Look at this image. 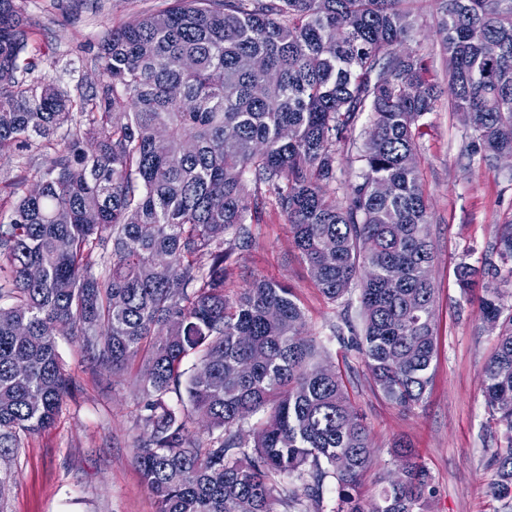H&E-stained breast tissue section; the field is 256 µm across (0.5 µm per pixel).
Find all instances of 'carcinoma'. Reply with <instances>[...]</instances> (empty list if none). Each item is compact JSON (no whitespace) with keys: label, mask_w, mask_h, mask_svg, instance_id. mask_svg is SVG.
<instances>
[{"label":"carcinoma","mask_w":512,"mask_h":512,"mask_svg":"<svg viewBox=\"0 0 512 512\" xmlns=\"http://www.w3.org/2000/svg\"><path fill=\"white\" fill-rule=\"evenodd\" d=\"M504 1L436 0V35L456 61L451 107L466 114L488 162L512 154L502 133L512 127ZM408 2L170 0L107 30L95 79L73 94L32 76L26 0H0V147L39 159L37 190L14 181L0 197V458L20 434L49 427L70 391L56 350L64 326L114 372L139 360L135 462L158 512L318 504L328 479L336 512H425L431 476L403 440L391 448L397 471L379 472L378 495L356 494L374 464L370 430L342 374L325 373L329 353L305 332L292 289L255 277L224 294L228 261L251 246L269 201L325 298L339 302L358 286L361 333L349 324L350 336L339 326L333 335L391 404L423 401L437 331L417 152L438 85L423 55L394 52L412 30ZM253 56L264 70L247 65ZM409 83L422 95H409ZM365 111L357 180L332 203L336 155ZM379 181L391 195L374 193ZM493 250L506 269L462 262L456 276L462 288L496 281L480 299L498 338L483 397L506 441L489 459L493 494L512 512V223ZM201 418L206 441L191 429Z\"/></svg>","instance_id":"1"}]
</instances>
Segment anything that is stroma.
Instances as JSON below:
<instances>
[{"label": "stroma", "mask_w": 512, "mask_h": 512, "mask_svg": "<svg viewBox=\"0 0 512 512\" xmlns=\"http://www.w3.org/2000/svg\"><path fill=\"white\" fill-rule=\"evenodd\" d=\"M168 0H27L35 48L47 55L39 76L75 91L90 80L91 60L103 33L164 9ZM434 0H416L411 49L427 58L440 88H447L448 63L435 37ZM419 140L418 166L431 213L439 347L423 403L411 410L387 402L372 386L365 366L333 336L342 317L359 322L358 301L331 303L315 287L293 249L286 217L267 206L253 225L250 248L232 257L224 287L228 295L261 276L290 285L306 316V329L329 350L339 370H350L355 406L371 430L376 469L361 480L362 499L374 497L378 470L391 462L394 438H407L428 468L434 494L428 512H500L492 494L490 453L503 446V427L491 420L482 396L483 366L496 337L484 323L479 300L487 284L459 287L455 268L497 262L491 248L503 224L512 221V166L470 156L472 131L440 96ZM57 351L72 380L55 422L21 438L0 460L7 485L6 512H158L154 496L135 463L142 434L140 393L128 376L84 357L71 337L58 335Z\"/></svg>", "instance_id": "obj_1"}]
</instances>
